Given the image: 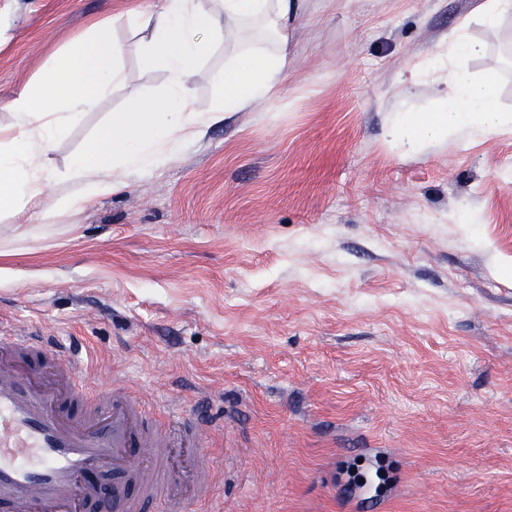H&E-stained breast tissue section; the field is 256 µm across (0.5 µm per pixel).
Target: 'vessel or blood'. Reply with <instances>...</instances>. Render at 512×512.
I'll return each mask as SVG.
<instances>
[{
	"label": "vessel or blood",
	"instance_id": "vessel-or-blood-1",
	"mask_svg": "<svg viewBox=\"0 0 512 512\" xmlns=\"http://www.w3.org/2000/svg\"><path fill=\"white\" fill-rule=\"evenodd\" d=\"M70 338L0 324V512H175L207 500L201 420L167 413L141 392L90 394ZM112 474L111 489L98 476Z\"/></svg>",
	"mask_w": 512,
	"mask_h": 512
}]
</instances>
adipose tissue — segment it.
<instances>
[{"instance_id":"1","label":"adipose tissue","mask_w":512,"mask_h":512,"mask_svg":"<svg viewBox=\"0 0 512 512\" xmlns=\"http://www.w3.org/2000/svg\"><path fill=\"white\" fill-rule=\"evenodd\" d=\"M305 0H160L133 7L140 19L138 47L144 67L163 65L168 89L161 101L131 100L95 140L75 155L61 176L70 185L59 207L83 206L115 187L116 169L142 172L164 166L183 145L205 135L231 113L270 99L288 73V47L304 19ZM512 18V0H481L471 20L460 22L431 55L434 111L401 116L390 128L394 144L414 151L435 140H456L461 128L484 133L512 129V110L497 105V76H473L465 66L482 50L471 23L495 30ZM226 60L221 102L193 108L195 66L215 46ZM124 52L104 24H93L59 60L42 89L24 87L10 102L13 121L0 126V219L30 211L48 219L44 199L61 178L44 157L71 124L92 111L123 80Z\"/></svg>"}]
</instances>
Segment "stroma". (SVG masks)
Listing matches in <instances>:
<instances>
[{
	"label": "stroma",
	"instance_id": "stroma-1",
	"mask_svg": "<svg viewBox=\"0 0 512 512\" xmlns=\"http://www.w3.org/2000/svg\"><path fill=\"white\" fill-rule=\"evenodd\" d=\"M478 0H308L272 102L233 113L165 166L49 221H0V323L77 332L93 391L204 407L222 512H351V473L391 486L382 512H512V131L392 147L423 66ZM130 0H0V125L95 20L124 46L123 85L45 156L64 172L130 98L159 100ZM512 109L498 30L473 25ZM224 49L194 108L222 95Z\"/></svg>",
	"mask_w": 512,
	"mask_h": 512
}]
</instances>
